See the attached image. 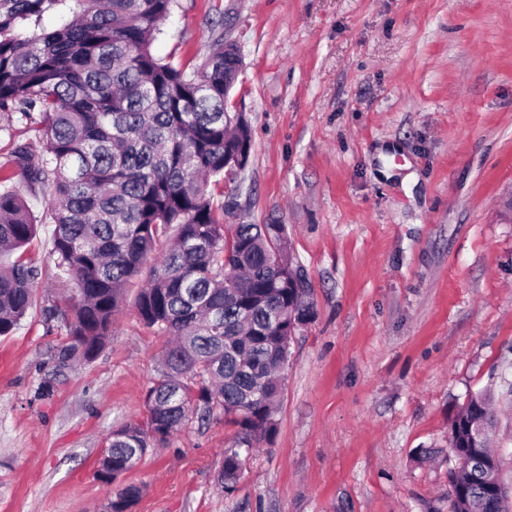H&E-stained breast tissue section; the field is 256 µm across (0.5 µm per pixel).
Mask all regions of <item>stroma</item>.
Returning a JSON list of instances; mask_svg holds the SVG:
<instances>
[{
    "instance_id": "35a3bbf8",
    "label": "stroma",
    "mask_w": 512,
    "mask_h": 512,
    "mask_svg": "<svg viewBox=\"0 0 512 512\" xmlns=\"http://www.w3.org/2000/svg\"><path fill=\"white\" fill-rule=\"evenodd\" d=\"M237 45L252 150L225 224H284L314 318L296 334L272 441L217 475L233 437L193 422L124 477L132 512H448L451 418L491 390L512 485V0H175L152 50ZM36 303L0 337V512H106L113 429L147 415L165 337L126 291L103 350L60 361L66 282L43 194Z\"/></svg>"
}]
</instances>
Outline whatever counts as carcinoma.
<instances>
[{
    "label": "carcinoma",
    "mask_w": 512,
    "mask_h": 512,
    "mask_svg": "<svg viewBox=\"0 0 512 512\" xmlns=\"http://www.w3.org/2000/svg\"><path fill=\"white\" fill-rule=\"evenodd\" d=\"M175 0H0V110L33 132L0 164V336L34 306L38 270L14 253L36 232L12 187L47 193L51 255L81 293L61 321L67 360L93 358L112 336L124 290L143 324L174 337L146 390L148 415L107 438L97 478L117 484L108 512H130L142 487L121 483L153 449L196 418L236 427L224 449V492L243 457L277 433L282 373L297 330L314 316L308 278L284 224L224 230L227 163L251 144L243 113L224 111L242 67L235 44L187 67L152 44ZM56 16L61 24L46 25ZM491 393H473L448 430V512H512L500 463L472 433L496 426Z\"/></svg>",
    "instance_id": "carcinoma-1"
}]
</instances>
